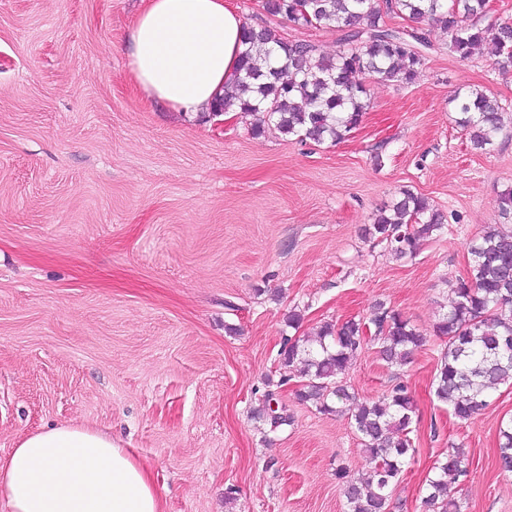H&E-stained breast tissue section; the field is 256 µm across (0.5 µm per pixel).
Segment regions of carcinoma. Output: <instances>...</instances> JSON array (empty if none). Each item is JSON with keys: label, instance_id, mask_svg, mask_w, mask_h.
Segmentation results:
<instances>
[{"label": "carcinoma", "instance_id": "1", "mask_svg": "<svg viewBox=\"0 0 512 512\" xmlns=\"http://www.w3.org/2000/svg\"><path fill=\"white\" fill-rule=\"evenodd\" d=\"M489 0H263L262 9L296 29L342 32L334 55L310 41L289 40L269 26L244 27L245 50L234 81L224 87L216 115L241 112L252 117L251 133H280L322 143L339 142L361 122L370 106L369 81L411 84L433 47L430 27L448 32V50L469 59L491 47L493 65L512 70V22L489 19ZM400 17L408 24L388 22ZM456 123L474 149L489 151L502 131L503 107L479 89L457 90ZM444 214L428 199L402 192L374 224L365 229L373 241L397 257L416 253L420 242L444 228ZM453 305L433 326L447 349L433 380L437 400L467 421L487 405L488 390L512 385V229L487 227L470 246L469 273L453 288ZM379 346L391 364L410 363L428 338L401 312L379 302L369 317L325 322L312 339L283 337L278 384L297 371L299 397L321 413L347 416L374 466L351 478L345 468L336 479L348 512H389L392 487L414 449L409 437L416 405L405 383L372 401L361 402L341 384L351 360L363 346ZM266 391L254 409L267 432L292 423L271 407ZM498 468L512 472V420L499 430ZM467 476L465 452L452 448L437 459L429 477L423 512H461L448 480Z\"/></svg>", "mask_w": 512, "mask_h": 512}]
</instances>
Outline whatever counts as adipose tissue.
Wrapping results in <instances>:
<instances>
[{
  "instance_id": "adipose-tissue-1",
  "label": "adipose tissue",
  "mask_w": 512,
  "mask_h": 512,
  "mask_svg": "<svg viewBox=\"0 0 512 512\" xmlns=\"http://www.w3.org/2000/svg\"><path fill=\"white\" fill-rule=\"evenodd\" d=\"M129 35L142 92L209 110L236 76L245 22L230 0H145ZM10 512H164L149 472L107 434L78 425L26 436L0 459Z\"/></svg>"
}]
</instances>
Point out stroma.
<instances>
[{
	"instance_id": "stroma-1",
	"label": "stroma",
	"mask_w": 512,
	"mask_h": 512,
	"mask_svg": "<svg viewBox=\"0 0 512 512\" xmlns=\"http://www.w3.org/2000/svg\"><path fill=\"white\" fill-rule=\"evenodd\" d=\"M232 2L245 22L339 46L338 31ZM143 7L0 0V459L29 434L82 425L148 469L165 512H347L337 466L370 468L347 418L292 382L275 391L290 426L264 434L252 411L290 309L312 336L381 301L430 335L401 367L364 346L341 378L362 400L405 382L417 404L391 512H422V484L454 446L469 469L452 486L463 512H512V473L496 462L512 386L466 422L431 388L445 349L432 327L512 189V71L460 60L436 29L415 82L371 83L341 142L256 137L245 114L179 112L135 86L127 35ZM461 87L504 109L491 153L455 123ZM405 190L448 223L398 259L363 229Z\"/></svg>"
}]
</instances>
